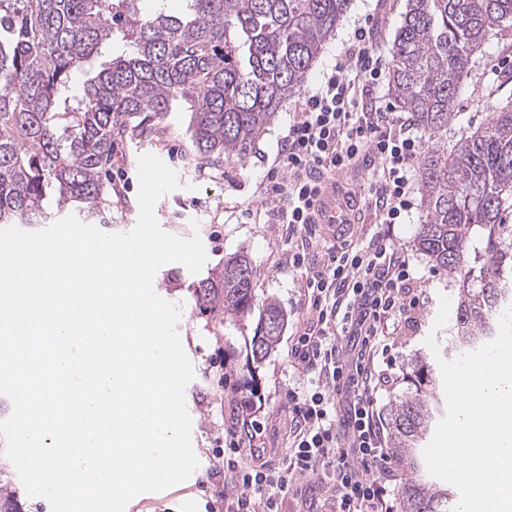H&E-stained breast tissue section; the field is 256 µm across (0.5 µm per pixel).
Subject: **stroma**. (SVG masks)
I'll return each instance as SVG.
<instances>
[{"label": "stroma", "instance_id": "stroma-1", "mask_svg": "<svg viewBox=\"0 0 512 512\" xmlns=\"http://www.w3.org/2000/svg\"><path fill=\"white\" fill-rule=\"evenodd\" d=\"M405 10L406 0H352L306 78L304 90L315 89L327 70L344 61L345 44L359 22H372L376 48L388 53ZM510 99L512 28L495 27L488 31L482 51L472 59L458 96L457 118L448 125L449 144H456L470 127L487 122L492 112ZM300 100V95L295 94L284 102L262 139L242 160L229 156L219 165L197 167L190 152L189 114L180 107L163 117L165 133L160 139L126 138L115 145L112 169L124 175L128 186L123 202L112 207V232L125 233L134 228L139 214L138 160L151 154L163 159L178 181L177 188L162 196L155 206L160 226L179 237L199 236L207 254L200 273L170 263L160 268L154 279L157 294L181 309L178 331L194 371L185 390V401L192 421L199 477L180 489L154 496L139 512H207L206 504L214 492L211 473L216 463V440L227 430L241 428L244 415L240 399L249 388L258 391L261 406L256 415L265 421L264 433L252 443L254 454L269 462L286 455L290 418L285 394L294 381L288 348L292 337L311 316L304 292L306 275L320 265L325 253L340 251L349 241H364L377 231L389 234L408 253L419 305L412 320L398 315L388 322L391 366L377 393L380 419H387L390 407L409 392V375L417 357L437 365L427 337L440 343L450 335L449 327L438 328L434 322L441 297L457 302L459 282L438 269L415 245L423 220L422 207L414 205L402 223L378 224L367 200L366 166L332 174L333 180L356 196L361 207L359 221L348 241L334 239L321 228L313 233L293 231L268 218L262 187ZM295 252L304 254V266L289 264L288 257ZM236 254L247 255L251 261L256 304L274 299L287 315L276 349L257 364L248 362L246 345L259 323L258 313L221 324L200 314L191 291L199 278L208 277L212 270L223 267L227 257Z\"/></svg>", "mask_w": 512, "mask_h": 512}]
</instances>
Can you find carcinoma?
Here are the masks:
<instances>
[{
  "instance_id": "obj_1",
  "label": "carcinoma",
  "mask_w": 512,
  "mask_h": 512,
  "mask_svg": "<svg viewBox=\"0 0 512 512\" xmlns=\"http://www.w3.org/2000/svg\"><path fill=\"white\" fill-rule=\"evenodd\" d=\"M147 0H0V224L33 228L56 214L112 223L108 165L117 140L159 133L188 105L200 168L245 158L303 85L350 0H186L182 15L149 13ZM495 26L512 27V0H407L394 39L388 94L427 133L417 162L423 224L419 250L460 277L453 348L493 340L512 306V101L448 150V123L472 57ZM128 46L95 74L85 67L114 40ZM483 240L480 287L467 270L471 233ZM196 307L219 323L254 307L249 258L235 255L194 286ZM286 315L262 305L249 342L261 361ZM414 390L388 413L391 456L408 471L402 512H452L454 493L428 477L420 443L446 409L425 360Z\"/></svg>"
}]
</instances>
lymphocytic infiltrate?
Returning a JSON list of instances; mask_svg holds the SVG:
<instances>
[{
  "label": "lymphocytic infiltrate",
  "mask_w": 512,
  "mask_h": 512,
  "mask_svg": "<svg viewBox=\"0 0 512 512\" xmlns=\"http://www.w3.org/2000/svg\"><path fill=\"white\" fill-rule=\"evenodd\" d=\"M386 69L369 29L360 27L344 62L303 96L264 191L277 223L312 228L314 202L326 187L321 171L350 169L370 154L379 167L367 193L379 223H400L412 209L419 143L389 106L364 107ZM409 279L402 248L380 234L362 247L329 253L307 276L313 315L290 347L288 452L258 464L242 435L225 432L212 512H278L277 499L295 473L322 477V497L333 512H392L394 491L382 475L389 456L376 422L377 364L383 318L416 305Z\"/></svg>",
  "instance_id": "1"
}]
</instances>
